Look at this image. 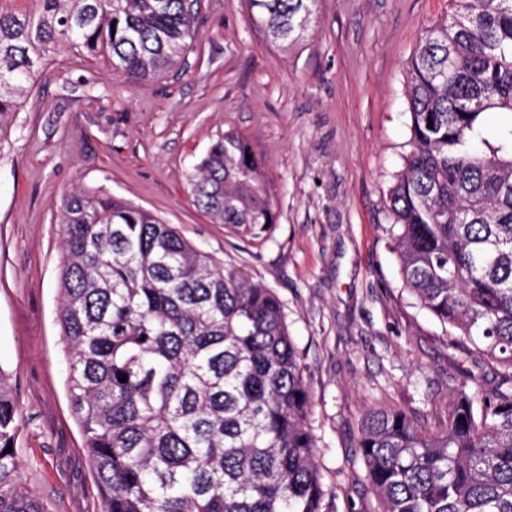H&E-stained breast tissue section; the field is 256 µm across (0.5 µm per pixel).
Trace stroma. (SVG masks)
I'll return each instance as SVG.
<instances>
[{"label": "stroma", "mask_w": 512, "mask_h": 512, "mask_svg": "<svg viewBox=\"0 0 512 512\" xmlns=\"http://www.w3.org/2000/svg\"><path fill=\"white\" fill-rule=\"evenodd\" d=\"M448 0H319L300 40L273 42L247 0H198L171 71L130 87L108 60L64 47L39 73L0 152V369L21 414L24 489L49 512H100L66 391L56 319L62 198L103 190L174 225L281 298L303 355L323 512H377L358 452L365 410L443 430L462 383L507 387L405 288L387 194L408 151L407 63ZM264 161L275 224H216L187 177L224 132Z\"/></svg>", "instance_id": "obj_1"}]
</instances>
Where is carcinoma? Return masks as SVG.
I'll list each match as a JSON object with an SVG mask.
<instances>
[{
    "label": "carcinoma",
    "mask_w": 512,
    "mask_h": 512,
    "mask_svg": "<svg viewBox=\"0 0 512 512\" xmlns=\"http://www.w3.org/2000/svg\"><path fill=\"white\" fill-rule=\"evenodd\" d=\"M316 3L250 0L282 43L300 37ZM195 19L190 0L0 10V144L59 46L107 58L138 86L177 64ZM407 104L410 150L387 204L403 283L511 374L512 0H450L408 62ZM493 109L508 119L491 133ZM188 186L218 224L258 236L274 223L263 162L233 132L212 143ZM60 223L66 387L100 512H322L331 491L277 294L102 191L65 195ZM19 426L0 368V512H46L6 451ZM358 448L380 512H512V386L463 384L437 432L403 409H372Z\"/></svg>",
    "instance_id": "obj_1"
}]
</instances>
